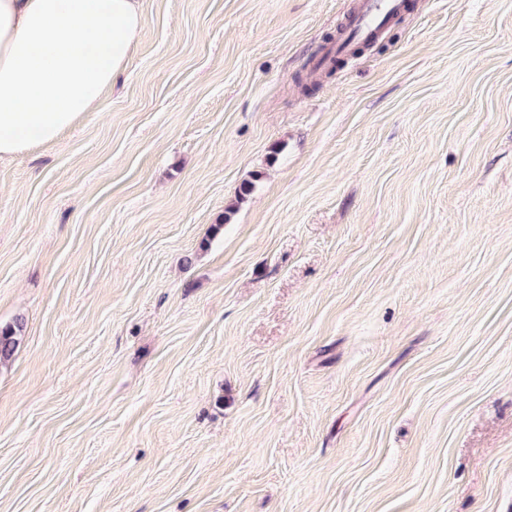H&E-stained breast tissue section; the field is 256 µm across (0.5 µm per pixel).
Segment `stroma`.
Returning <instances> with one entry per match:
<instances>
[{
    "instance_id": "1",
    "label": "stroma",
    "mask_w": 512,
    "mask_h": 512,
    "mask_svg": "<svg viewBox=\"0 0 512 512\" xmlns=\"http://www.w3.org/2000/svg\"><path fill=\"white\" fill-rule=\"evenodd\" d=\"M355 2L140 0L0 158V512H512V0L310 84ZM23 323L0 326V367L7 366L14 358L22 341Z\"/></svg>"
}]
</instances>
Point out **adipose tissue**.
<instances>
[{"label":"adipose tissue","instance_id":"obj_1","mask_svg":"<svg viewBox=\"0 0 512 512\" xmlns=\"http://www.w3.org/2000/svg\"><path fill=\"white\" fill-rule=\"evenodd\" d=\"M139 0H0V156L94 111L143 27Z\"/></svg>","mask_w":512,"mask_h":512}]
</instances>
